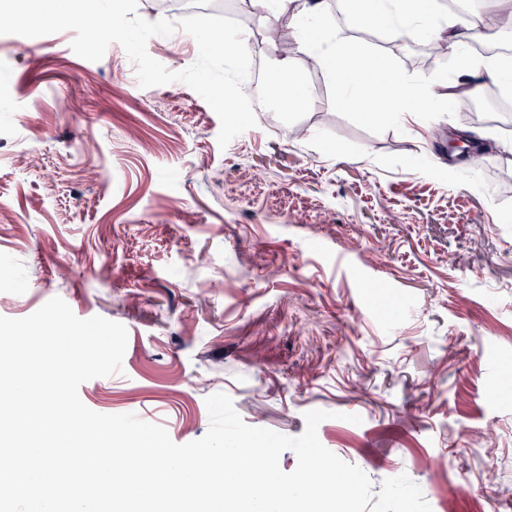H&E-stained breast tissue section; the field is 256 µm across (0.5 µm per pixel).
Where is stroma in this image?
<instances>
[{"mask_svg": "<svg viewBox=\"0 0 512 512\" xmlns=\"http://www.w3.org/2000/svg\"><path fill=\"white\" fill-rule=\"evenodd\" d=\"M349 33L403 75L448 85L385 27ZM71 30L0 35V316L61 297L123 324L120 373L79 388L185 444L205 400L321 443L374 488L404 474L432 512H512V130L440 107L408 119L339 102L300 50L281 57L310 94L272 104L220 148L188 85L144 88L119 44L91 62ZM177 72L195 39L155 36ZM480 131L479 180L448 152ZM360 423L348 422V415Z\"/></svg>", "mask_w": 512, "mask_h": 512, "instance_id": "obj_1", "label": "stroma"}]
</instances>
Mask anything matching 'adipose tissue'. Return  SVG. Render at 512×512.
Segmentation results:
<instances>
[{
    "label": "adipose tissue",
    "instance_id": "ef3b65f1",
    "mask_svg": "<svg viewBox=\"0 0 512 512\" xmlns=\"http://www.w3.org/2000/svg\"><path fill=\"white\" fill-rule=\"evenodd\" d=\"M281 12L306 19L300 45L314 64L324 69L344 99L357 101L363 94L384 93L391 97L399 116L410 114L411 103L429 107L436 99L434 85L405 78L389 63L367 55L355 45L336 18L330 0H278ZM349 17L403 31L406 24L433 30L449 54H456L462 43L488 39L484 16L469 12L438 22L430 0H345Z\"/></svg>",
    "mask_w": 512,
    "mask_h": 512
}]
</instances>
